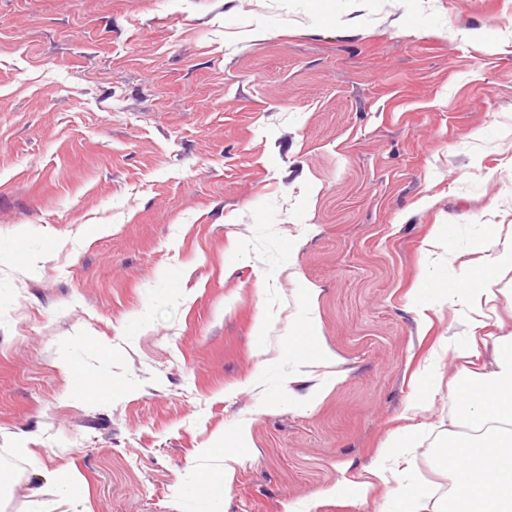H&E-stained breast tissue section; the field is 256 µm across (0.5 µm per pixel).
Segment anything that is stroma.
I'll return each instance as SVG.
<instances>
[{
	"mask_svg": "<svg viewBox=\"0 0 512 512\" xmlns=\"http://www.w3.org/2000/svg\"><path fill=\"white\" fill-rule=\"evenodd\" d=\"M489 224L512 0H0V512H395L335 489L404 429L445 495Z\"/></svg>",
	"mask_w": 512,
	"mask_h": 512,
	"instance_id": "stroma-1",
	"label": "stroma"
}]
</instances>
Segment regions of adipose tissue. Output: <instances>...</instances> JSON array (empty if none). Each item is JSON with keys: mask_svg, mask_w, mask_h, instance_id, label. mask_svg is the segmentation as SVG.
Listing matches in <instances>:
<instances>
[{"mask_svg": "<svg viewBox=\"0 0 512 512\" xmlns=\"http://www.w3.org/2000/svg\"><path fill=\"white\" fill-rule=\"evenodd\" d=\"M486 237L493 253L468 268V288L448 297L449 304L465 309L471 341L455 350L463 363L458 395L464 428L432 451L436 467L448 476L446 498L434 501L433 489L425 485L403 486L400 462L415 445L411 434L391 439L370 467L377 478L400 484L406 512H512V332L494 337L490 365L471 366L483 331L501 322L495 276L512 270V234L502 235L500 225L490 224Z\"/></svg>", "mask_w": 512, "mask_h": 512, "instance_id": "adipose-tissue-1", "label": "adipose tissue"}]
</instances>
